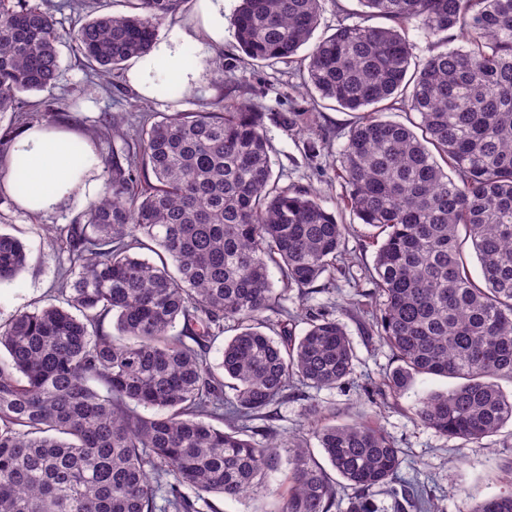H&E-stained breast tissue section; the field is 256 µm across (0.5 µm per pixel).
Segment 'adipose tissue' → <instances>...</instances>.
<instances>
[{
    "mask_svg": "<svg viewBox=\"0 0 512 512\" xmlns=\"http://www.w3.org/2000/svg\"><path fill=\"white\" fill-rule=\"evenodd\" d=\"M201 3L200 25L155 41L130 70L131 84L144 97L165 100L173 81L191 86L197 80L199 59L209 55L212 43L223 40L224 0ZM95 165L90 139L64 128L37 126L17 137L0 158V185L23 209L51 212L85 193Z\"/></svg>",
    "mask_w": 512,
    "mask_h": 512,
    "instance_id": "1",
    "label": "adipose tissue"
}]
</instances>
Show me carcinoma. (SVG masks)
<instances>
[{
  "instance_id": "cac0c4a2",
  "label": "carcinoma",
  "mask_w": 512,
  "mask_h": 512,
  "mask_svg": "<svg viewBox=\"0 0 512 512\" xmlns=\"http://www.w3.org/2000/svg\"><path fill=\"white\" fill-rule=\"evenodd\" d=\"M180 2L135 0L134 13L97 14L64 36L108 79L151 49ZM323 2L241 0L234 37L251 61L303 62L308 89L363 113L337 177L343 205L380 240L375 291L361 296L379 298L372 332L396 362L383 392L398 399L423 375L459 380L418 397L412 415L480 445L512 422L497 384L512 380V0H359L387 23L341 20L300 60ZM54 11L0 0V114L12 113L0 157L50 110L20 94L59 77ZM413 22L437 41L412 71ZM391 109L417 119H382ZM308 120L282 117L301 132ZM111 137L122 146L103 193L52 227L68 261L58 303L0 326V512H218L208 496L261 488L277 512H332L337 482L312 438L355 491L347 512H378L383 488L401 494L403 512H435L425 485L401 478L403 452L375 421L336 424L311 400L309 432L281 437L268 424L289 391L347 384L356 355L327 310L309 313L300 336L287 311L277 337L263 331L278 303L272 271L285 290L334 281L347 230L310 190L279 186L264 113L220 101L145 118L131 134L108 114L90 138ZM28 263L23 242L0 232V285ZM228 323L236 334L214 365L209 344ZM471 512H512V489Z\"/></svg>"
}]
</instances>
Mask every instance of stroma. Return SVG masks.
Returning <instances> with one entry per match:
<instances>
[{
  "instance_id": "35a3bbf8",
  "label": "stroma",
  "mask_w": 512,
  "mask_h": 512,
  "mask_svg": "<svg viewBox=\"0 0 512 512\" xmlns=\"http://www.w3.org/2000/svg\"><path fill=\"white\" fill-rule=\"evenodd\" d=\"M239 4L240 0H224V40L213 44L210 54L199 61L196 84L185 87L171 83L169 96L163 101L141 96L127 83L123 71H115L111 81L102 80L85 67L67 43H60V76L54 85L35 94L36 99L52 104L44 122L85 131L105 112L128 116L140 110L159 120L176 112H197L225 98L247 99L264 114V130L274 147L272 169L280 185L311 189L328 210H335L344 193L336 176L339 155L359 115L329 101L314 103L302 86L298 65L243 63L231 26ZM290 112L309 113V132L291 131L282 125L281 115ZM311 133L325 139L323 150L314 158L306 157L304 150ZM86 203V197H76L53 212L37 216L11 201L0 204V231L18 236L29 251L26 269L12 283L0 286L1 323L52 301L65 255L50 245L48 228L69 223ZM340 218L348 226L344 240L346 272L337 275L334 287L328 289L317 283L281 293L278 310L267 311L266 316L274 322L283 309L295 315L320 307L332 311L355 348L354 373L344 387H304L272 406V424L285 436L303 430L307 426L305 408L312 398L340 423L375 418L401 448L406 462L415 463V470H420V480L431 490L441 512H471L477 500L501 489L505 470L512 465V425H505L488 437L486 447L479 448L417 424L411 411L417 394L445 390L454 384L450 378L418 377L411 391L397 400L378 394L379 383L393 367L392 354L371 332L370 317L351 312L358 291L371 286L375 248L367 238V227L352 213L342 212Z\"/></svg>"
}]
</instances>
